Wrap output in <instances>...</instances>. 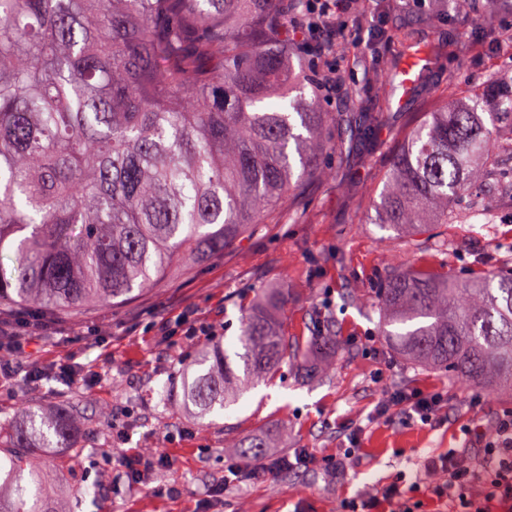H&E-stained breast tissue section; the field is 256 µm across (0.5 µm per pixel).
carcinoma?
I'll return each instance as SVG.
<instances>
[{"label":"carcinoma","instance_id":"1","mask_svg":"<svg viewBox=\"0 0 512 512\" xmlns=\"http://www.w3.org/2000/svg\"><path fill=\"white\" fill-rule=\"evenodd\" d=\"M473 0H439L460 14ZM303 0H0V304L78 311L113 304L249 237L319 166L324 134L388 120L393 94L433 45L404 30L357 39L383 85L318 110V78L289 67ZM302 80L311 106L286 98ZM425 113L394 154L377 202L382 228L488 221L512 207V69ZM509 126L508 135L496 126ZM494 184L483 199L475 183ZM382 335L402 360L512 397V272L448 280L412 267L377 288ZM267 288L236 349L213 339L182 371L184 403L204 420L325 341L291 340ZM83 416L33 405L0 423V512H53L35 448H71Z\"/></svg>","mask_w":512,"mask_h":512}]
</instances>
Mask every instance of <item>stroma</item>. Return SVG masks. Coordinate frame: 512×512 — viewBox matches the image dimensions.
Wrapping results in <instances>:
<instances>
[{"instance_id":"1","label":"stroma","mask_w":512,"mask_h":512,"mask_svg":"<svg viewBox=\"0 0 512 512\" xmlns=\"http://www.w3.org/2000/svg\"><path fill=\"white\" fill-rule=\"evenodd\" d=\"M395 22L411 24L438 54L425 72L433 88L449 77L478 87L512 66V43L490 30L512 32V12L485 7L467 15L423 19L435 0H398ZM348 56L331 55L347 83L374 85L377 69L355 36L344 38ZM389 124L353 143L348 163L326 148L323 178H305L302 195L272 212L262 230L241 244L199 262L189 274L145 290L131 300L101 303L80 317L54 314L60 335L38 337L47 378L23 385L0 377V419L15 418L21 402L44 411L80 407L88 415L79 450L36 449L43 485L54 512H340L343 504L371 500L372 512H398L385 490L412 474L423 457L454 452L477 455L512 397L486 394L446 372L415 368L394 354L380 332L376 288L386 270L420 267L439 276L470 278L512 264V211L495 223L440 224L432 234H395L377 224L375 204L394 148L415 125L429 98L420 90L396 93ZM284 289L279 313L289 336L336 337L327 355L331 369L307 375L303 361L283 365L281 376L257 386L208 424L184 407L181 372L205 337L186 339V324L214 327L225 344L236 343L241 320L262 289ZM168 323L170 335L159 326ZM69 360L76 376L54 380L55 365ZM442 393L446 405L434 427L402 425L379 415L388 389ZM109 413L94 419L96 409ZM263 437L264 458L312 460L293 470L246 481L224 473L242 461L241 444ZM285 450H278V443ZM110 448H161L170 466L144 468L139 480L113 482ZM352 450L343 473L324 469L325 456Z\"/></svg>"}]
</instances>
